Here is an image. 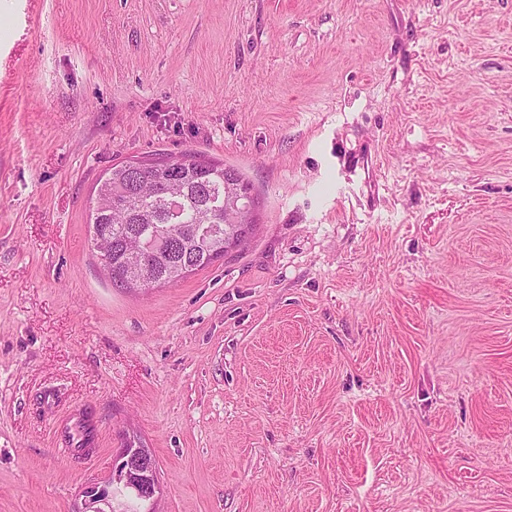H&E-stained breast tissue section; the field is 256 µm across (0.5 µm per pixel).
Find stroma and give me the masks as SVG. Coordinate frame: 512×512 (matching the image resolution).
<instances>
[{
  "label": "stroma",
  "instance_id": "1",
  "mask_svg": "<svg viewBox=\"0 0 512 512\" xmlns=\"http://www.w3.org/2000/svg\"><path fill=\"white\" fill-rule=\"evenodd\" d=\"M187 150L254 238L113 287L100 178ZM130 439L159 512H512V0H0V512Z\"/></svg>",
  "mask_w": 512,
  "mask_h": 512
}]
</instances>
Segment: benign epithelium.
<instances>
[{"mask_svg": "<svg viewBox=\"0 0 512 512\" xmlns=\"http://www.w3.org/2000/svg\"><path fill=\"white\" fill-rule=\"evenodd\" d=\"M156 465L141 448H123L109 476L88 483L78 512H157Z\"/></svg>", "mask_w": 512, "mask_h": 512, "instance_id": "obj_1", "label": "benign epithelium"}]
</instances>
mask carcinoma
I'll return each mask as SVG.
<instances>
[{
  "instance_id": "1",
  "label": "carcinoma",
  "mask_w": 512,
  "mask_h": 512,
  "mask_svg": "<svg viewBox=\"0 0 512 512\" xmlns=\"http://www.w3.org/2000/svg\"><path fill=\"white\" fill-rule=\"evenodd\" d=\"M134 165L139 174L131 176ZM229 185L256 202L239 171L192 152L112 167L87 216L90 240L112 285L132 291L175 284L224 258L234 239L254 230L212 210L211 199L224 197ZM201 225L210 226L203 241L197 234ZM142 234L149 243L145 252L138 246Z\"/></svg>"
}]
</instances>
